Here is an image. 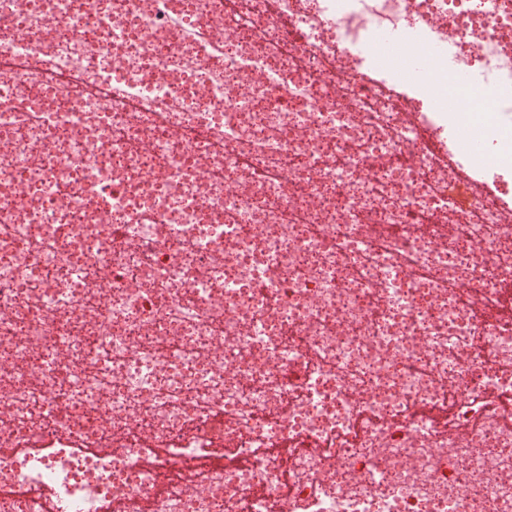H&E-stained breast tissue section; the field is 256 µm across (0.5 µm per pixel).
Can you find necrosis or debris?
Here are the masks:
<instances>
[{
    "label": "necrosis or debris",
    "mask_w": 512,
    "mask_h": 512,
    "mask_svg": "<svg viewBox=\"0 0 512 512\" xmlns=\"http://www.w3.org/2000/svg\"><path fill=\"white\" fill-rule=\"evenodd\" d=\"M508 206L512 0H0V512H512Z\"/></svg>",
    "instance_id": "4bbe7bcc"
}]
</instances>
